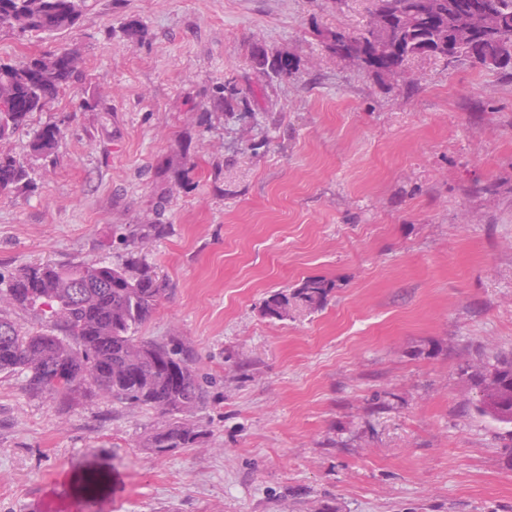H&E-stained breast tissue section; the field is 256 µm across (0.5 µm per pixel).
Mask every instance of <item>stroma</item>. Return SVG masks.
<instances>
[{
  "mask_svg": "<svg viewBox=\"0 0 512 512\" xmlns=\"http://www.w3.org/2000/svg\"><path fill=\"white\" fill-rule=\"evenodd\" d=\"M369 6L87 0L73 32L0 34L1 60L66 47L84 67L32 118L60 128L54 161L25 131L0 144L34 183L0 194V274L113 260L129 225H168L140 334L188 342L207 391L200 443L158 457L155 411L0 374V512H54L95 459L112 495L76 512H512V428L468 379L512 353V78L419 57L411 89L328 56ZM256 43L296 76L260 75ZM228 79L249 112L214 105ZM309 277L335 284L321 309L264 315Z\"/></svg>",
  "mask_w": 512,
  "mask_h": 512,
  "instance_id": "stroma-1",
  "label": "stroma"
}]
</instances>
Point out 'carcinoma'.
I'll return each instance as SVG.
<instances>
[{"label": "carcinoma", "instance_id": "carcinoma-1", "mask_svg": "<svg viewBox=\"0 0 512 512\" xmlns=\"http://www.w3.org/2000/svg\"><path fill=\"white\" fill-rule=\"evenodd\" d=\"M86 0H0V33L60 34L78 27ZM512 0H371L368 18L356 33L329 32L327 52L336 48L364 55L366 68L386 77L412 79L411 62L428 56L451 65L461 59L503 75L512 74ZM76 54L60 49L50 56L17 63L0 62V141L25 128L35 112L79 80ZM254 66L266 78L286 81L297 71L294 58L268 55L256 46ZM218 104L249 103L233 81L214 96ZM61 132L43 126L33 133L32 155L47 156ZM28 180L23 160L0 153V193L18 190ZM167 232L165 224H135L128 234L126 259L58 265L38 263L8 277L0 275V373L26 375L29 387L73 405L92 396L151 409L163 424L148 438L157 456L192 448L201 431L185 415L204 404L206 391L193 367L191 350L182 342L139 335L155 315L166 283L143 251ZM334 283L322 277L304 279L291 292H275L265 301L264 315L286 320L299 309L322 308ZM37 310L47 331L29 334L15 326L17 309ZM477 411L500 424L512 425V356L470 373ZM94 485L82 484L83 495L102 487L111 474L107 464L92 469Z\"/></svg>", "mask_w": 512, "mask_h": 512}]
</instances>
